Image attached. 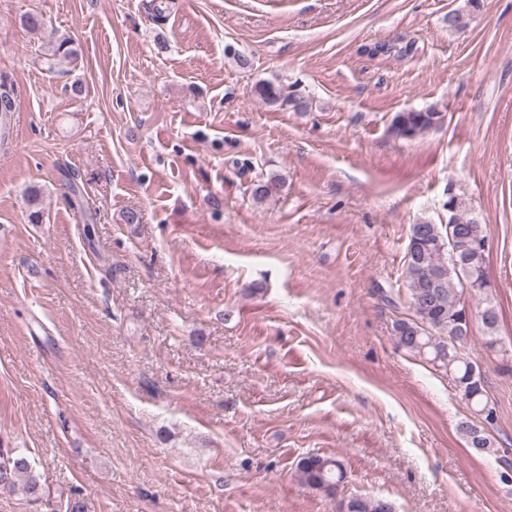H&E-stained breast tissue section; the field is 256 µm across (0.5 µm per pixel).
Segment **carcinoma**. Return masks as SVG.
<instances>
[{
  "mask_svg": "<svg viewBox=\"0 0 512 512\" xmlns=\"http://www.w3.org/2000/svg\"><path fill=\"white\" fill-rule=\"evenodd\" d=\"M483 8V0H466L464 9L448 12L446 23L450 30H460L467 24V17ZM78 58V49L70 38H59L51 46L45 64L53 69L60 59ZM259 97L270 106H286L293 112H305L310 100L297 92L284 93L281 86L270 81L256 84ZM15 87L0 82V112L8 114L15 109ZM444 119L434 107L408 110L394 115L391 134L398 139H411L436 127ZM279 175L259 176L252 181V199L261 202L270 196L272 189L281 185ZM29 217L32 223L42 222V193L37 187L28 191ZM448 223L434 224L422 220L411 226L405 255L404 275L408 287L413 316L395 322L394 331L398 345L418 356L425 357L434 366L452 373L456 392L462 402L475 413L484 410L495 412L485 400L484 377L478 366L461 353L470 340L472 312L462 295L471 292L485 296V306L480 312L481 322L489 335H494L499 314L490 299L493 284L486 271L484 242L486 230L471 212L466 200L448 185ZM459 430L466 443L482 438L481 452L496 454L499 449L483 427L475 423H462ZM301 481L316 490L332 494L344 479L342 461L336 457L309 454L297 463ZM0 488L24 496L28 502L41 501L45 492L39 477L34 474L28 457L22 453L0 448ZM353 512H393L384 500L355 498Z\"/></svg>",
  "mask_w": 512,
  "mask_h": 512,
  "instance_id": "obj_1",
  "label": "carcinoma"
}]
</instances>
